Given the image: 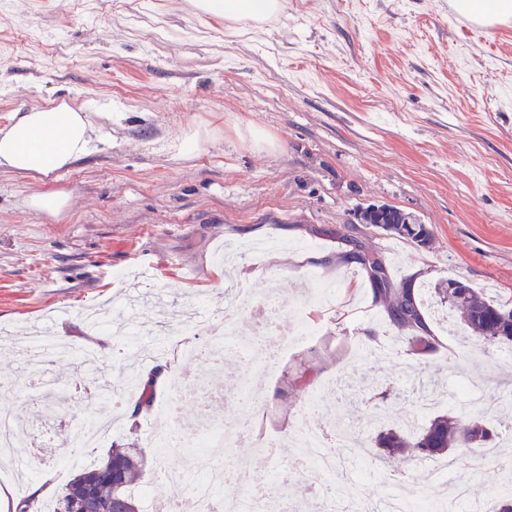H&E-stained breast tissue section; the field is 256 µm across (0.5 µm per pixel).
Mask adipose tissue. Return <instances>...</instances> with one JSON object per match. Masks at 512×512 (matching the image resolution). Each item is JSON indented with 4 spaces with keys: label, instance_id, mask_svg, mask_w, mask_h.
Listing matches in <instances>:
<instances>
[{
    "label": "adipose tissue",
    "instance_id": "1",
    "mask_svg": "<svg viewBox=\"0 0 512 512\" xmlns=\"http://www.w3.org/2000/svg\"><path fill=\"white\" fill-rule=\"evenodd\" d=\"M200 10L224 18L266 20L280 7L279 0H196ZM97 129L88 112L61 101L34 106L15 114L10 125L0 129V170L42 181L43 188L29 196L30 209L53 216L68 207L67 192L47 186L57 171L89 155Z\"/></svg>",
    "mask_w": 512,
    "mask_h": 512
}]
</instances>
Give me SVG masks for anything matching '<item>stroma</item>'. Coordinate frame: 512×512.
Listing matches in <instances>:
<instances>
[{
  "instance_id": "35a3bbf8",
  "label": "stroma",
  "mask_w": 512,
  "mask_h": 512,
  "mask_svg": "<svg viewBox=\"0 0 512 512\" xmlns=\"http://www.w3.org/2000/svg\"><path fill=\"white\" fill-rule=\"evenodd\" d=\"M61 99L89 113L98 138L56 174L55 188L71 193L63 217L27 207L35 179L0 172V336L45 329L83 345L84 312L102 309L112 327L128 328L99 360L109 380L158 366L187 382L183 423L205 410L243 420L233 403L241 364L215 380L205 361L172 367L150 356L169 347L181 305L201 295L223 305L220 258L235 257L254 294L275 297L281 326L303 314L320 328L263 391L264 427L293 423L321 392L312 427L330 430L351 411L364 429L372 465L356 495L383 497L398 474L413 489L411 512L447 494L424 463L381 455L375 438L414 411L410 391L434 375L445 397L438 413L463 410L498 428L499 414H512V345L465 339L434 300L437 349L407 361L412 331L390 324L358 265H337L336 235L381 252L393 278L416 276L417 290L454 278L512 297V33H463L448 0H283L262 23L210 17L193 0H0V126ZM196 129L209 140L191 158L181 143ZM372 204L411 213L432 229L431 244L362 223L359 210ZM27 376L20 353L0 345V407L39 412L42 391ZM89 408L81 396L69 400L67 422L40 421L42 458L32 464L28 449H13L0 488L23 496L18 466L65 485L111 448L142 449L146 481L156 468H182L181 449L152 448V414L125 404L103 447L59 469ZM298 455L287 437L271 457L251 440L229 449L250 470L247 484L225 481L222 496L272 487L271 512H290L298 497L320 512L319 477ZM450 474L485 501L507 472L489 464Z\"/></svg>"
}]
</instances>
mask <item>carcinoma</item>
Listing matches in <instances>:
<instances>
[{
    "mask_svg": "<svg viewBox=\"0 0 512 512\" xmlns=\"http://www.w3.org/2000/svg\"><path fill=\"white\" fill-rule=\"evenodd\" d=\"M383 212L369 213V208L360 212L365 224L378 229L385 235L404 239L417 247H426L432 240V231L418 222L414 216L391 206L382 205ZM346 245L340 258L348 264L359 265L374 287L375 301L385 308L390 322L399 330H414L423 326L424 307L412 288L413 279L398 284L389 274L385 257L358 241L340 237ZM457 280L434 284L440 300L448 303L449 313L459 317L471 336L481 338L485 343L512 342V307L506 303L486 297L481 290L466 284L453 288ZM162 372L152 371L141 381L135 407H148L155 401L156 387ZM492 439V434L483 422L471 419L462 412L438 415L413 433L388 431L380 433L377 445L388 452L406 453L415 458L437 459L455 448H481ZM144 458L138 448H114L98 464L81 470L72 478L54 499L53 512H81L88 502L109 512L118 507L121 512H139L136 499L130 488L142 474Z\"/></svg>",
    "mask_w": 512,
    "mask_h": 512,
    "instance_id": "cac0c4a2",
    "label": "carcinoma"
}]
</instances>
